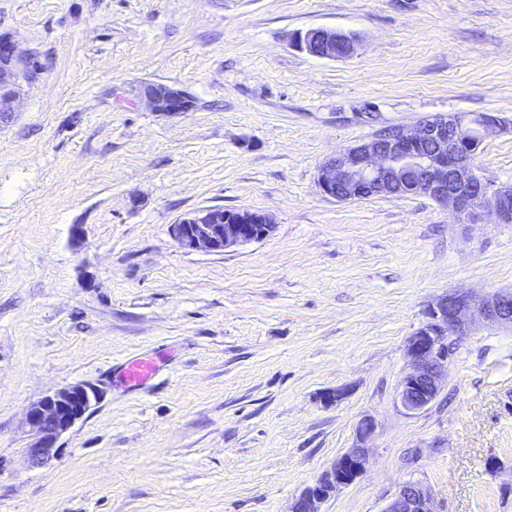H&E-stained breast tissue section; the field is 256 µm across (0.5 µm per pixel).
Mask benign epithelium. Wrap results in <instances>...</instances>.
Instances as JSON below:
<instances>
[{
	"instance_id": "benign-epithelium-1",
	"label": "benign epithelium",
	"mask_w": 512,
	"mask_h": 512,
	"mask_svg": "<svg viewBox=\"0 0 512 512\" xmlns=\"http://www.w3.org/2000/svg\"><path fill=\"white\" fill-rule=\"evenodd\" d=\"M296 47L321 59L348 57L355 40L349 33L326 28L309 29L294 38ZM0 61L6 69L0 77L11 91L0 97V112L11 113L32 79L37 61L32 53L17 51L13 37L0 38ZM144 95L154 112L176 114L192 110L191 97L165 85L145 87ZM504 126L494 112L450 113L421 120L414 128L383 131L348 147L325 161L318 174L323 195L339 201L384 196L410 191L448 206L457 224H479L490 213L497 224H512V184L492 187L478 174L477 150L488 136ZM275 230L272 219L256 212L206 207L184 214L170 226L178 247L186 252L222 253L259 242ZM486 324L512 328V292L500 291L479 300L460 291L439 296L427 310V320L407 341L410 368L397 388L401 407L410 413L431 404L441 392L448 370V339L466 335ZM98 399L96 388L76 384L31 403L26 423L34 440L29 459L40 464L53 456L58 440L81 420ZM375 431L372 419L358 426L357 445L325 470L316 483L295 500L291 512H319L318 505L361 475L367 463L366 444ZM383 512H436L432 494L421 484L407 482Z\"/></svg>"
}]
</instances>
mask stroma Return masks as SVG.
I'll return each instance as SVG.
<instances>
[{
    "label": "stroma",
    "instance_id": "obj_1",
    "mask_svg": "<svg viewBox=\"0 0 512 512\" xmlns=\"http://www.w3.org/2000/svg\"><path fill=\"white\" fill-rule=\"evenodd\" d=\"M317 27L354 52L292 46ZM0 33L38 57L0 116V512H291L366 418V469L320 512L408 481L512 512L511 328L455 338L428 407L397 399L429 304L512 291V224L318 186L339 150L454 112L498 113L475 163L512 183V0H0ZM149 84L192 111H151ZM209 206L276 228L184 252L171 224ZM159 350L148 388L114 385ZM75 384L98 403L32 464L28 406ZM294 44L314 57L336 59L350 56L354 50L355 40L350 33L316 28L297 34ZM167 352L133 356L112 370V378L124 391L137 392L148 387L166 362Z\"/></svg>",
    "mask_w": 512,
    "mask_h": 512
}]
</instances>
